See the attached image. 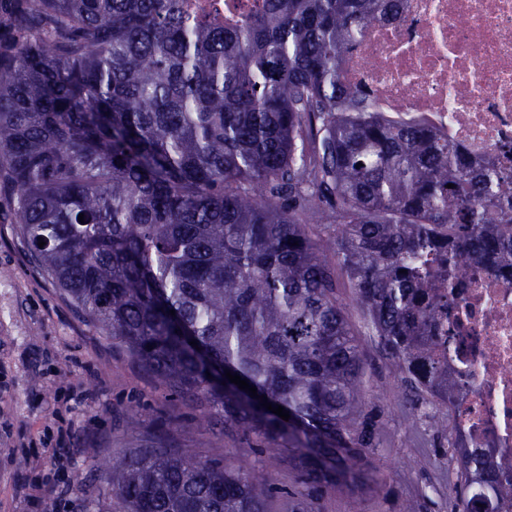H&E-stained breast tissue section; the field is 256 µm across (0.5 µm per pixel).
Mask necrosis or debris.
I'll use <instances>...</instances> for the list:
<instances>
[{
    "label": "necrosis or debris",
    "mask_w": 512,
    "mask_h": 512,
    "mask_svg": "<svg viewBox=\"0 0 512 512\" xmlns=\"http://www.w3.org/2000/svg\"><path fill=\"white\" fill-rule=\"evenodd\" d=\"M340 64L377 111L424 122L475 161L512 167V0H401ZM455 435L512 455V283L481 263L439 279Z\"/></svg>",
    "instance_id": "obj_1"
}]
</instances>
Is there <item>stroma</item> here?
Listing matches in <instances>:
<instances>
[{"instance_id": "1", "label": "stroma", "mask_w": 512, "mask_h": 512, "mask_svg": "<svg viewBox=\"0 0 512 512\" xmlns=\"http://www.w3.org/2000/svg\"><path fill=\"white\" fill-rule=\"evenodd\" d=\"M15 229L0 200V512H102L96 463L158 436L203 460L273 474L267 512H292L300 485L287 461L252 453L255 439L203 425L196 399L157 387L36 272ZM350 322L367 399L385 409L374 454L383 487L359 497L323 492L322 512H401L409 501L419 512H450L452 428L437 426L358 313Z\"/></svg>"}]
</instances>
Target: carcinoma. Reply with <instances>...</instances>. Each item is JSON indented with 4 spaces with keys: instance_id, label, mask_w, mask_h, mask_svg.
I'll list each match as a JSON object with an SVG mask.
<instances>
[{
    "instance_id": "carcinoma-1",
    "label": "carcinoma",
    "mask_w": 512,
    "mask_h": 512,
    "mask_svg": "<svg viewBox=\"0 0 512 512\" xmlns=\"http://www.w3.org/2000/svg\"><path fill=\"white\" fill-rule=\"evenodd\" d=\"M399 10L264 0L227 25L184 0H0V195L41 275L157 386L316 491L377 490L384 421L323 253L443 427L434 282L476 261L512 276V171L340 79L366 25ZM451 447L454 512H503L512 456ZM98 468L123 512H267L274 489L161 437Z\"/></svg>"
}]
</instances>
